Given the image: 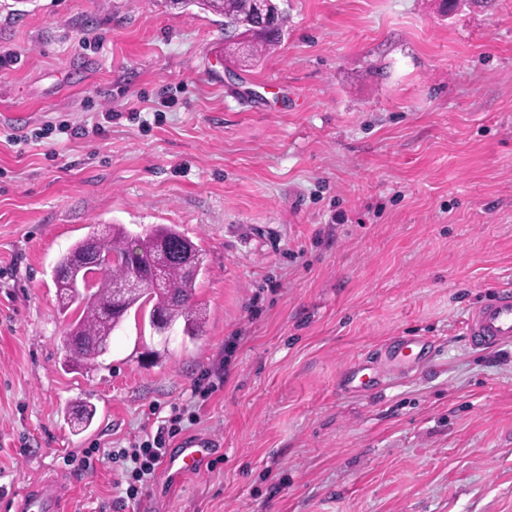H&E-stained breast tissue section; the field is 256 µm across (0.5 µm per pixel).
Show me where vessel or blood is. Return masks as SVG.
<instances>
[{
  "mask_svg": "<svg viewBox=\"0 0 512 512\" xmlns=\"http://www.w3.org/2000/svg\"><path fill=\"white\" fill-rule=\"evenodd\" d=\"M466 341L475 350H489L512 343V290L504 289L494 297L471 308ZM432 354L430 340L421 336H397L376 356L361 355L339 372L336 385L340 392L362 394L382 387L391 375H403L422 366ZM214 442L203 435L189 436L178 442V450L168 459L173 477L199 473ZM63 487L58 480L46 479L17 501L15 512H61Z\"/></svg>",
  "mask_w": 512,
  "mask_h": 512,
  "instance_id": "1",
  "label": "vessel or blood"
}]
</instances>
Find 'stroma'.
Instances as JSON below:
<instances>
[{
	"mask_svg": "<svg viewBox=\"0 0 512 512\" xmlns=\"http://www.w3.org/2000/svg\"><path fill=\"white\" fill-rule=\"evenodd\" d=\"M280 7L278 47L232 63L195 6L0 0V512L46 476L68 512H512V345L464 336L512 287V0ZM109 224L200 246L202 331L131 314L66 371L53 268ZM408 335L434 341L426 365L337 393ZM176 408L219 441L209 466L118 502L108 450Z\"/></svg>",
	"mask_w": 512,
	"mask_h": 512,
	"instance_id": "obj_1",
	"label": "stroma"
}]
</instances>
